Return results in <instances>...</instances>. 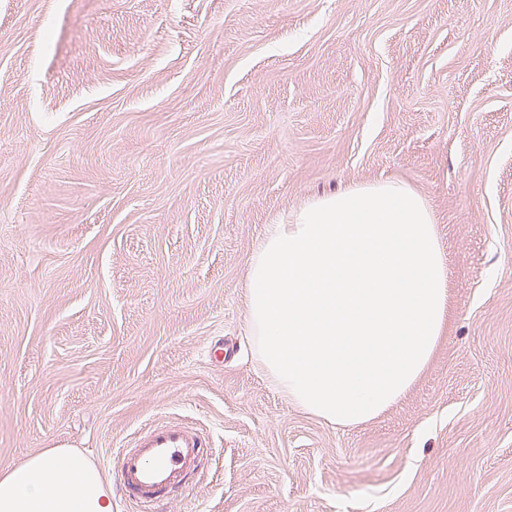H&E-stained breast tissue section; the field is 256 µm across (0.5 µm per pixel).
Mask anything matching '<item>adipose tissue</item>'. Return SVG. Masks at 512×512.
Masks as SVG:
<instances>
[{"mask_svg":"<svg viewBox=\"0 0 512 512\" xmlns=\"http://www.w3.org/2000/svg\"><path fill=\"white\" fill-rule=\"evenodd\" d=\"M0 512H112V484L84 454L51 448L0 470Z\"/></svg>","mask_w":512,"mask_h":512,"instance_id":"1","label":"adipose tissue"}]
</instances>
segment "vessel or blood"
<instances>
[{
  "instance_id": "obj_1",
  "label": "vessel or blood",
  "mask_w": 512,
  "mask_h": 512,
  "mask_svg": "<svg viewBox=\"0 0 512 512\" xmlns=\"http://www.w3.org/2000/svg\"><path fill=\"white\" fill-rule=\"evenodd\" d=\"M205 446V434L195 423L176 418L148 422L113 451L122 491L142 503L176 489L190 492L187 479L199 471Z\"/></svg>"
}]
</instances>
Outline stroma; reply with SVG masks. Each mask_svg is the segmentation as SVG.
Masks as SVG:
<instances>
[{
	"label": "stroma",
	"mask_w": 512,
	"mask_h": 512,
	"mask_svg": "<svg viewBox=\"0 0 512 512\" xmlns=\"http://www.w3.org/2000/svg\"><path fill=\"white\" fill-rule=\"evenodd\" d=\"M380 180L432 209L453 309L345 427L259 369L247 264ZM155 415L210 439L155 512H512V0H0V469L111 477Z\"/></svg>",
	"instance_id": "obj_1"
}]
</instances>
